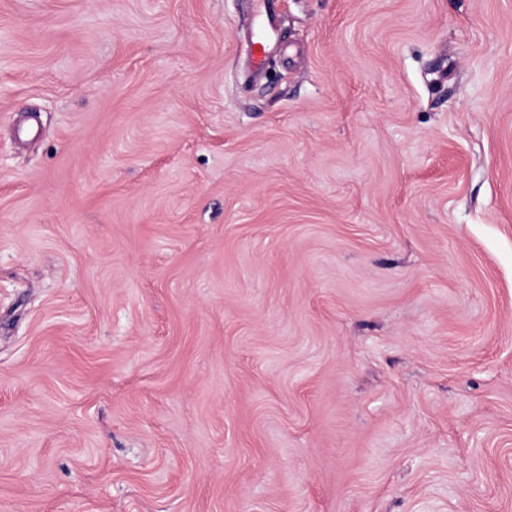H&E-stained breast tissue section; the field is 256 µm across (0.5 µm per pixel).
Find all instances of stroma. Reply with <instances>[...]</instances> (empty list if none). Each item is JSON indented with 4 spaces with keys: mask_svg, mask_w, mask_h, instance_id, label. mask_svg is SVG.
<instances>
[{
    "mask_svg": "<svg viewBox=\"0 0 512 512\" xmlns=\"http://www.w3.org/2000/svg\"><path fill=\"white\" fill-rule=\"evenodd\" d=\"M0 0V512H512V0ZM260 7L264 13V22L262 29L255 35V41L253 42L254 51L257 57H261L265 53L268 43L275 35L274 28L270 21V15L272 13L271 2L268 0L262 1Z\"/></svg>",
    "mask_w": 512,
    "mask_h": 512,
    "instance_id": "35a3bbf8",
    "label": "stroma"
}]
</instances>
